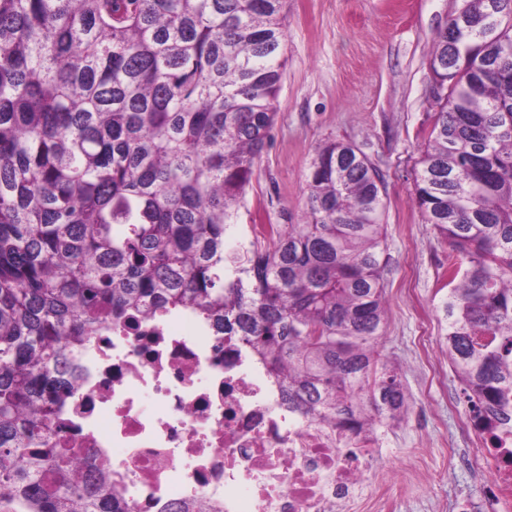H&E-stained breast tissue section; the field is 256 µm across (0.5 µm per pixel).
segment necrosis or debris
I'll use <instances>...</instances> for the list:
<instances>
[{
    "label": "necrosis or debris",
    "instance_id": "4bbe7bcc",
    "mask_svg": "<svg viewBox=\"0 0 512 512\" xmlns=\"http://www.w3.org/2000/svg\"><path fill=\"white\" fill-rule=\"evenodd\" d=\"M51 426L87 478L105 473L133 512H343L382 470V434L350 433L288 405L282 376L188 309L92 336ZM482 494L512 504V432L498 431Z\"/></svg>",
    "mask_w": 512,
    "mask_h": 512
}]
</instances>
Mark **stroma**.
I'll use <instances>...</instances> for the list:
<instances>
[{
	"label": "stroma",
	"mask_w": 512,
	"mask_h": 512,
	"mask_svg": "<svg viewBox=\"0 0 512 512\" xmlns=\"http://www.w3.org/2000/svg\"><path fill=\"white\" fill-rule=\"evenodd\" d=\"M464 0H288V63L277 115L233 234L242 245L260 224H299L306 176L319 146L356 144L387 184L388 317L379 350L399 369L407 418L391 428L384 465L392 512H457L480 490L483 439L467 431L469 405L439 339V293L450 249L412 202L418 161L437 110L429 96L434 39ZM438 352L445 389L429 388L423 345Z\"/></svg>",
	"instance_id": "1"
}]
</instances>
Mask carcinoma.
I'll use <instances>...</instances> for the list:
<instances>
[{"instance_id":"1","label":"carcinoma","mask_w":512,"mask_h":512,"mask_svg":"<svg viewBox=\"0 0 512 512\" xmlns=\"http://www.w3.org/2000/svg\"><path fill=\"white\" fill-rule=\"evenodd\" d=\"M467 0L413 200L455 260L448 360L481 435L512 430V23ZM287 0H0V512H129L49 422L67 356L138 314L188 308L241 336L288 399L339 426L399 421L382 173L330 140L305 222L228 238L276 119Z\"/></svg>"}]
</instances>
